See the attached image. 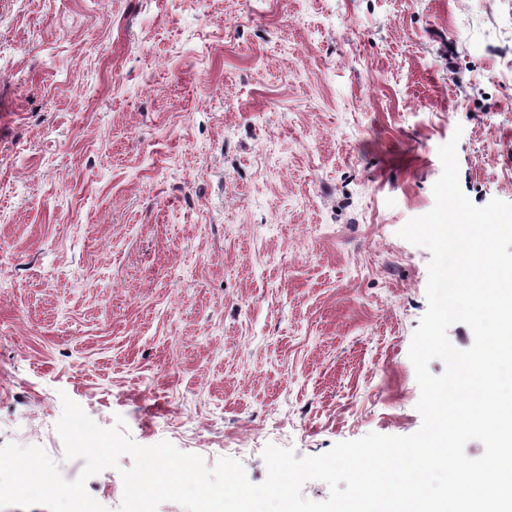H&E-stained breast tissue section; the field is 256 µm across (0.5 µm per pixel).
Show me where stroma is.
Masks as SVG:
<instances>
[{"label":"stroma","instance_id":"35a3bbf8","mask_svg":"<svg viewBox=\"0 0 512 512\" xmlns=\"http://www.w3.org/2000/svg\"><path fill=\"white\" fill-rule=\"evenodd\" d=\"M452 140L512 202V0H0V445L68 475L67 397L259 484L417 432Z\"/></svg>","mask_w":512,"mask_h":512}]
</instances>
